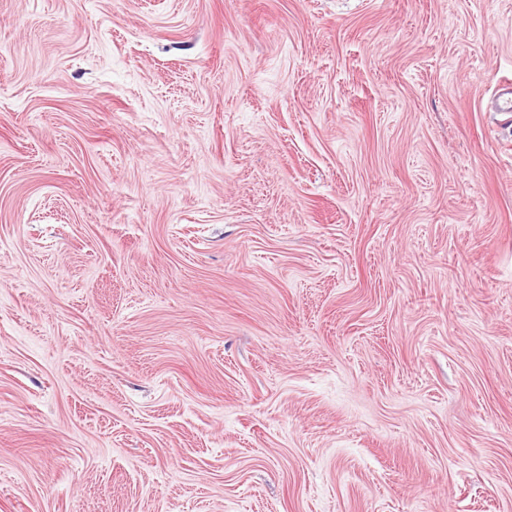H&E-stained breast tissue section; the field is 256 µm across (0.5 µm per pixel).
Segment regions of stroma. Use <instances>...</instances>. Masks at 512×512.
Wrapping results in <instances>:
<instances>
[{
  "label": "stroma",
  "instance_id": "obj_1",
  "mask_svg": "<svg viewBox=\"0 0 512 512\" xmlns=\"http://www.w3.org/2000/svg\"><path fill=\"white\" fill-rule=\"evenodd\" d=\"M512 0H0V512H512Z\"/></svg>",
  "mask_w": 512,
  "mask_h": 512
}]
</instances>
